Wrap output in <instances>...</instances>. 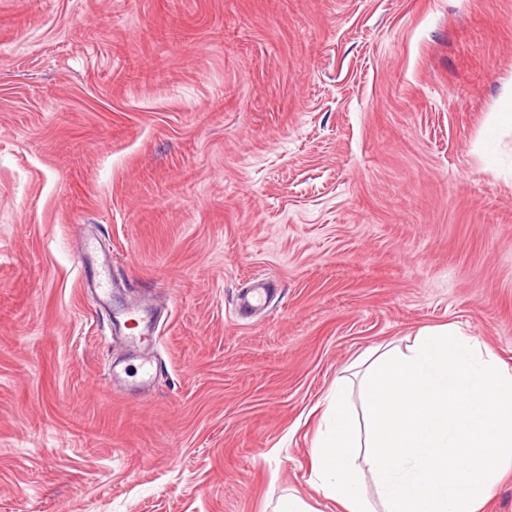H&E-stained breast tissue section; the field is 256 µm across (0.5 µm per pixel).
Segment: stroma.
Instances as JSON below:
<instances>
[{
    "instance_id": "obj_1",
    "label": "stroma",
    "mask_w": 512,
    "mask_h": 512,
    "mask_svg": "<svg viewBox=\"0 0 512 512\" xmlns=\"http://www.w3.org/2000/svg\"><path fill=\"white\" fill-rule=\"evenodd\" d=\"M511 98L512 0H0V512H341L311 444L365 351L512 366Z\"/></svg>"
}]
</instances>
